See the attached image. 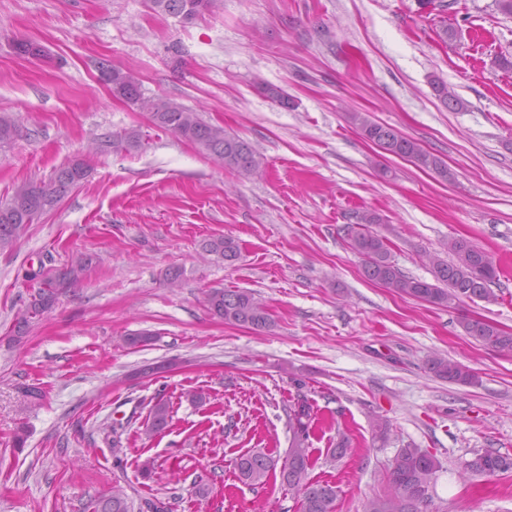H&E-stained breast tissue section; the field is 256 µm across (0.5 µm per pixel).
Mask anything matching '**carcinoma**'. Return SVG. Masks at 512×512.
<instances>
[{
	"mask_svg": "<svg viewBox=\"0 0 512 512\" xmlns=\"http://www.w3.org/2000/svg\"><path fill=\"white\" fill-rule=\"evenodd\" d=\"M150 3L154 10L183 17L188 22L216 6V0H150ZM98 69L109 72L110 82L120 95L148 113L156 127L196 145L225 169L246 177L260 167L261 159L256 151L244 140L225 132L224 127L203 121L196 112L173 99L144 96L141 86L130 73L112 67L106 60L98 62ZM257 85L275 104L283 108L291 104L282 89L263 80L257 81ZM433 89L445 106L454 110L465 108V103L449 91L446 84L435 81ZM350 121L364 140L388 154L412 162L423 171L448 180V165L415 140L372 120L365 113H351ZM17 133L15 120L6 113H0V149L9 146ZM104 146L126 152L137 150L142 146L141 135L130 129L121 136L104 141ZM87 175L86 163L75 158L56 169L47 181H23L16 185L10 199L0 202V250L13 248L27 225L56 210L68 190L81 184ZM361 221L360 228L348 230V238L351 249L363 258L364 273L369 280L437 306L449 307L465 299L486 302L496 299L489 285L496 280L497 268L488 253L467 240L458 239L452 243L454 262L438 261L433 264L434 282L430 283L404 275L391 261L384 238L366 228L368 224L379 223V218L365 214ZM205 250L231 263L238 259L240 247L234 238L219 236L208 240ZM84 267L85 264L80 262L66 271L45 277L43 287L32 295L26 313L16 319L14 334L23 335L30 318L50 310L57 296L78 281ZM206 302L210 313L227 324L247 326L255 331L271 326L265 305L250 291L211 288L206 294ZM463 329L487 345L512 351V333L489 321L467 319L463 322ZM427 366L434 376L443 380L463 385L477 382L471 370L441 355L428 359ZM290 412L293 441L288 460L281 466V480L300 494V512H334L338 487L309 477L312 466L309 442L312 405L303 397L297 400ZM169 422L170 407L165 400L159 399L150 409L147 431L158 434L168 427ZM234 466L241 481L263 485L277 466V461L266 453L247 452L236 458ZM464 467L471 473L496 476L512 471V457L490 448L465 462ZM438 468L436 458L428 452L414 446L401 449L390 473L392 494L371 498L365 512H426L432 501L429 483ZM90 507L92 512H131L128 497L121 489L95 498Z\"/></svg>",
	"mask_w": 512,
	"mask_h": 512,
	"instance_id": "1",
	"label": "carcinoma"
}]
</instances>
